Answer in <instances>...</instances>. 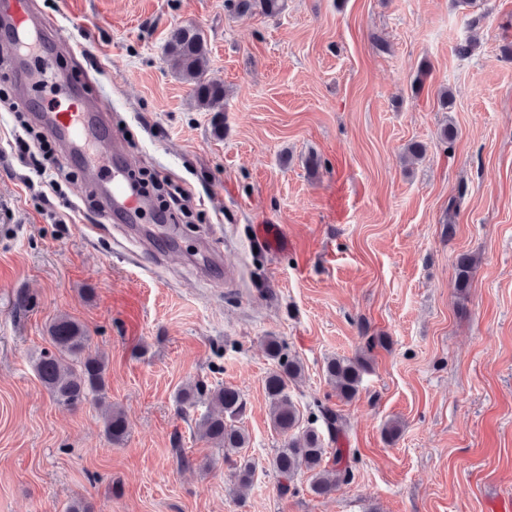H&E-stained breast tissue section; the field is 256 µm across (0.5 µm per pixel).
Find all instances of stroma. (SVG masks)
I'll return each mask as SVG.
<instances>
[{
  "instance_id": "obj_1",
  "label": "stroma",
  "mask_w": 512,
  "mask_h": 512,
  "mask_svg": "<svg viewBox=\"0 0 512 512\" xmlns=\"http://www.w3.org/2000/svg\"><path fill=\"white\" fill-rule=\"evenodd\" d=\"M66 89L103 98L130 169L187 194L191 225L141 237L94 203L80 159L54 184L17 144L49 141L25 116L55 95L39 58L0 57V512H498L512 504V0H285L234 15L224 0H32ZM191 26L223 82L211 130L164 53ZM473 41L469 55L456 51ZM28 82L31 102L15 86ZM453 94L441 110L440 89ZM455 127L443 144V125ZM426 145L405 162V145ZM321 164L311 168L310 156ZM477 264L455 286L459 254ZM27 293L26 310L14 307ZM85 325L108 360L115 445L94 401L56 404L33 363L48 324ZM304 365L290 394L338 409L359 461L318 496H281L270 465L262 347ZM366 354L340 401L327 358ZM239 391L250 486L198 439L176 396L188 382ZM402 430L387 441L383 429ZM192 460L182 468L176 451Z\"/></svg>"
}]
</instances>
